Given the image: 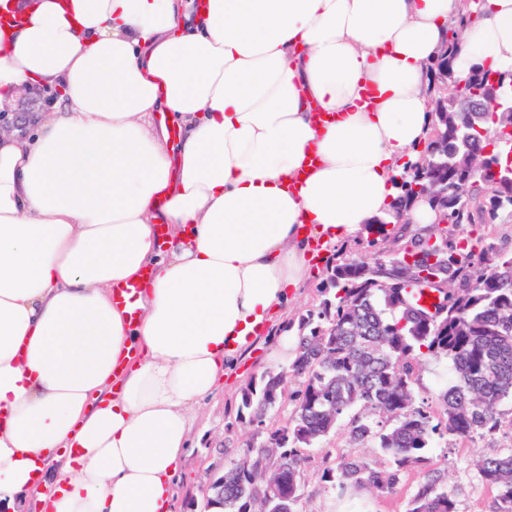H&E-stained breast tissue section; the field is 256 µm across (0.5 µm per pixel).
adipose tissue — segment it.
I'll list each match as a JSON object with an SVG mask.
<instances>
[{
  "label": "adipose tissue",
  "instance_id": "1",
  "mask_svg": "<svg viewBox=\"0 0 512 512\" xmlns=\"http://www.w3.org/2000/svg\"><path fill=\"white\" fill-rule=\"evenodd\" d=\"M471 9L0 0L19 18L0 106L62 91L34 135L0 136V512H170L198 407L300 288L311 240L395 222L428 65L455 42L458 75H512V0ZM147 269L132 323L112 290Z\"/></svg>",
  "mask_w": 512,
  "mask_h": 512
}]
</instances>
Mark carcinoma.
<instances>
[{
	"instance_id": "carcinoma-1",
	"label": "carcinoma",
	"mask_w": 512,
	"mask_h": 512,
	"mask_svg": "<svg viewBox=\"0 0 512 512\" xmlns=\"http://www.w3.org/2000/svg\"><path fill=\"white\" fill-rule=\"evenodd\" d=\"M512 124L510 112H450L439 116L448 140V168L441 202L448 203V224L432 236L407 237L370 224L377 234L371 261L343 259L325 266L318 311L298 317L296 356L288 367L269 371L241 390L235 421L243 426L266 423L268 413L286 398L292 415L267 428L278 443L274 477L280 498L258 501L257 481L264 479L268 458L247 449L251 460L224 465V480L211 485L204 508L218 512H297L295 486L301 478L302 449L335 430L348 418L350 442L372 444L387 457L378 467L350 453L324 471L323 479L339 499L369 490L391 494L407 470L426 461L434 437L466 439L501 426L500 405L512 400V253L491 237L466 246L459 230L475 215L494 219L512 211V175L501 171L488 179L490 191L477 185L471 159L486 142L478 128ZM422 172L400 185L394 208L407 212ZM408 287L441 294V311L429 313L405 296ZM446 359L453 376L441 394L443 410L434 411L414 389L426 360ZM295 382L285 391V383ZM481 480L497 490L493 512H512V449L483 457ZM408 512H458L454 496L432 478L418 486Z\"/></svg>"
}]
</instances>
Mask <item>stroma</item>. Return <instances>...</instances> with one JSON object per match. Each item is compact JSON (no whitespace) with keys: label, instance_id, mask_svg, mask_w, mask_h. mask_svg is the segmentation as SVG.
I'll use <instances>...</instances> for the list:
<instances>
[{"label":"stroma","instance_id":"35a3bbf8","mask_svg":"<svg viewBox=\"0 0 512 512\" xmlns=\"http://www.w3.org/2000/svg\"><path fill=\"white\" fill-rule=\"evenodd\" d=\"M323 277V267L311 269L300 297L285 319L275 325L263 343L238 362L224 388L216 391L204 403L173 479L172 512H186L185 502L188 498L202 499L212 469L223 464L225 455H237L239 449L243 448L250 430L235 422L240 392L252 378L272 370L268 355L278 336L291 323L297 322L299 315L318 306L321 300L318 287ZM501 410L504 422L496 432L478 434L469 441L454 445L443 439L438 440L427 453V463L404 473L393 494L378 497L363 493L361 501L368 512H407L414 491L433 474L443 475L444 485L454 494L459 512H491L497 492L481 481L475 462L482 456L512 448V401H504ZM352 450L345 428L341 425L306 449L307 461L299 487L298 512H338L334 495L322 474ZM353 451L380 464L385 461L383 453L377 448L360 446Z\"/></svg>","mask_w":512,"mask_h":512}]
</instances>
